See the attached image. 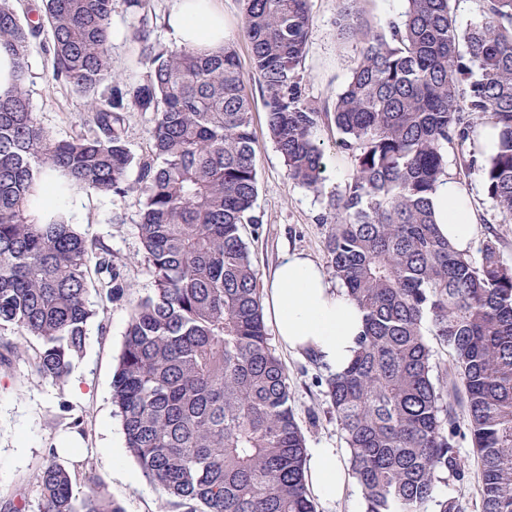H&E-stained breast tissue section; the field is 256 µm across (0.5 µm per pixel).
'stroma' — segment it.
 Segmentation results:
<instances>
[{
  "label": "stroma",
  "mask_w": 512,
  "mask_h": 512,
  "mask_svg": "<svg viewBox=\"0 0 512 512\" xmlns=\"http://www.w3.org/2000/svg\"><path fill=\"white\" fill-rule=\"evenodd\" d=\"M174 0H150L147 17L126 11L117 0L112 14V65L116 72L139 75V45L134 31L148 25L151 38L168 45L173 41L165 17ZM224 12V33L233 44L252 97V129L256 139L258 195L256 211L262 221L246 225L243 236L251 251L258 275H265L286 253L302 252L320 265H327V243L332 226L323 214L331 196L339 192L353 174L348 154L338 150L334 127H321L316 139L325 153V181L320 192H312L289 180L283 159L268 131L267 114L258 77L251 65V50L240 34L239 0H218ZM339 0H310L313 24L304 68L310 76L308 97L330 101L344 87L357 59L355 44L343 41L336 30ZM32 83L31 109L38 121L57 138L81 130L86 110L84 97L52 80L41 51L29 59ZM447 176L454 180L471 201L479 224L493 229L499 239L502 260L512 265V222H503L488 196L480 171H462L458 152L447 148ZM76 204L68 213L87 238L103 241L117 260L124 263L128 286L123 301L112 304L87 327L84 352L74 364L80 375V394H73L71 382L54 385L41 379L24 361L0 366V498L15 490L25 492L29 503H36L32 481L35 468L57 449L64 438H72L71 451L59 453L58 462L74 470L73 490L83 496L89 478H98L107 494L124 512H165L161 491L147 477L138 483L124 481L102 454L111 442H123L120 421L112 405V376L120 354L132 304L154 287L152 274L142 257L137 224L143 199L139 192H77ZM288 369L292 407L310 448H336L341 459H348L341 433L327 396V369L311 358L281 352ZM82 417L80 428L70 425L72 416ZM456 446L466 467L463 476H443L436 482L428 512H438L444 500L455 501L459 512H481L480 472L470 437H458Z\"/></svg>",
  "instance_id": "35a3bbf8"
}]
</instances>
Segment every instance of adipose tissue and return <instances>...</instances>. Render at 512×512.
<instances>
[{
    "mask_svg": "<svg viewBox=\"0 0 512 512\" xmlns=\"http://www.w3.org/2000/svg\"><path fill=\"white\" fill-rule=\"evenodd\" d=\"M175 40L216 49L224 43V13L216 0H175L167 18ZM432 203L440 234L462 252L481 235L469 198L450 179H442ZM263 313L283 348L311 353L331 373H342L353 361L364 332L363 314L344 289L332 287L323 267L309 255H283L270 271L262 297ZM306 476L320 501L341 499L350 482L334 448L311 449Z\"/></svg>",
    "mask_w": 512,
    "mask_h": 512,
    "instance_id": "obj_1",
    "label": "adipose tissue"
}]
</instances>
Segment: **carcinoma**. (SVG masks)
Instances as JSON below:
<instances>
[{"label": "carcinoma", "mask_w": 512, "mask_h": 512, "mask_svg": "<svg viewBox=\"0 0 512 512\" xmlns=\"http://www.w3.org/2000/svg\"><path fill=\"white\" fill-rule=\"evenodd\" d=\"M240 2L288 178L320 192L324 125L353 161L328 202L327 251L365 332L350 366L328 379V396L365 512H426L441 475H461L455 408L433 377L426 319L462 385L482 512H512V266L495 236L478 263L458 252L439 235L431 203L452 145L512 220V0H483V21L465 28L451 0H406L402 19L380 27L365 18V0H340L336 27L360 53L332 102L305 92L309 0ZM114 4L42 0L33 19V9L0 0V52L14 63L13 88L0 96V328L39 341L32 349L1 340L0 364L25 360L63 383L88 322L127 295L112 250L42 200L44 178L121 192L135 165L154 288L131 308L112 380L126 448L166 512H315L306 439L243 239L244 225L261 219L252 103L236 51L228 42L212 52L158 49L142 28L144 72L128 80L112 69ZM38 47L52 79L87 98L89 131L59 139L37 121L28 60ZM131 108L153 113L150 152L139 159L126 136ZM487 125L497 132L490 153L473 139ZM35 480L37 512H123L95 481L75 496L71 470L53 457Z\"/></svg>", "instance_id": "1"}]
</instances>
